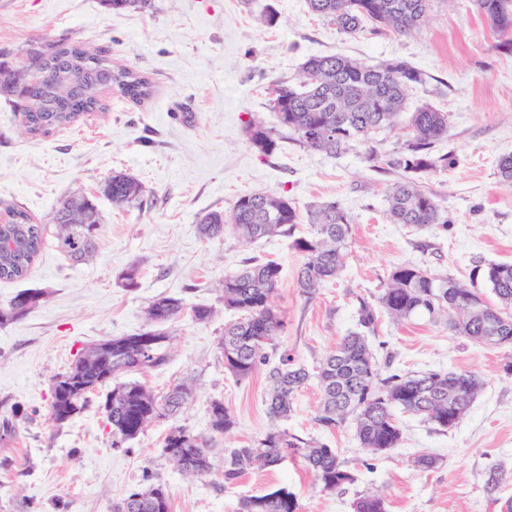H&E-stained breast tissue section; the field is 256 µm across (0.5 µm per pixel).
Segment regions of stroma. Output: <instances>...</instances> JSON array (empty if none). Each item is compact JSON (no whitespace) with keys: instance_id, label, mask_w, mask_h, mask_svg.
<instances>
[{"instance_id":"35a3bbf8","label":"stroma","mask_w":512,"mask_h":512,"mask_svg":"<svg viewBox=\"0 0 512 512\" xmlns=\"http://www.w3.org/2000/svg\"><path fill=\"white\" fill-rule=\"evenodd\" d=\"M63 39L107 50L113 61L150 78L154 93L141 104L107 96L104 111L36 136L23 131L16 105L0 98V214L19 207L45 228L30 275L0 281V307L22 289L47 292L26 317L0 325V400L29 415L21 441L0 443V455L16 457L28 471L20 480L0 471V512H16L21 500L33 512H112L147 469L168 486L172 512H237L240 498L282 486L296 495L300 512H352L364 493L380 496L387 512H501L502 501L512 498V347L473 343L425 316L399 325L380 316L369 342L376 359L391 361L401 374L466 370L480 377L483 389L457 426L443 430L399 413L402 444L374 455L361 447L353 424L330 432L316 425L314 385L297 396L282 423L335 448L354 483L321 491L293 458L228 488L223 466L189 479L162 452L172 424L208 434L215 398L238 422L218 447L242 446L268 428L263 374L236 381L218 348L232 318L219 284L245 259L281 263L274 297L284 319L279 341L310 368L355 330L360 299L376 294L396 266L415 264L473 286L487 263H512V186L496 170L498 158L512 154V52L501 49V35L474 0H429L422 26L406 36L369 26L341 33L312 15L306 0H148L122 11L103 0H0V53L15 68H28V42ZM333 53L370 65L404 58L423 73L424 83L408 90L405 110L427 103L448 115V136L438 149L458 162L419 177L446 211L448 227L390 223L386 195L399 174L371 166L364 145L331 157L285 139L266 156L247 142L248 122L277 124L274 85L295 81L308 56ZM115 171L143 185L139 203L120 207L102 195ZM257 191L286 196L302 209L338 200L352 215L346 266L313 299L294 286L301 256L290 238L199 236L200 215L230 210L238 197ZM73 192L92 196L103 216L97 249L80 264L57 250L52 222ZM133 264L139 277L130 289L121 276ZM161 294L184 297L188 311L170 326L169 364L139 380L158 394L194 384L178 421L153 423L126 452L111 446L102 397L68 423L54 424L53 377L85 346L144 327L148 303ZM194 305L213 307V318L196 322ZM423 454L437 457L434 469L415 466ZM494 466L505 480L492 496L485 482Z\"/></svg>"}]
</instances>
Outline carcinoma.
<instances>
[{"instance_id":"carcinoma-1","label":"carcinoma","mask_w":512,"mask_h":512,"mask_svg":"<svg viewBox=\"0 0 512 512\" xmlns=\"http://www.w3.org/2000/svg\"><path fill=\"white\" fill-rule=\"evenodd\" d=\"M311 13L328 20L336 29L354 34L367 22L398 35H408L423 23L428 0H307ZM480 12L498 33L508 36L502 47L512 49V0H477ZM27 58L39 74L40 93L25 96L28 72L17 70L14 82H0V97L20 106L24 132L45 135L72 125L87 112L106 109L104 94L140 103L153 93L149 78L112 62L103 49L91 51L77 42L27 44ZM424 83V74L406 60L392 59L376 66L339 54L313 55L304 60L298 85L282 83L274 90L270 106L278 127L253 121L246 126L250 145L270 156L286 138L307 149L336 156L358 142L366 146L367 159L379 161L369 146V135L395 126L403 112L406 92ZM405 150L387 161L401 171L403 179L386 195L387 217L394 224L446 226L448 216L435 196L417 182L431 171L445 170L455 158L435 155L436 143L448 134V114L425 104L408 118ZM101 192L115 205H132L143 194L141 183L131 175L115 171ZM56 247L72 262L79 263L94 249L102 218L95 201L82 193L66 197L54 212ZM311 226L305 237L293 240L301 255L295 273L296 288L313 298L323 285L342 272L352 235V217L338 201H327L300 209L288 198L269 193L239 197L229 213L212 210L199 218L198 231L208 239L231 231L255 242L273 236L290 237L297 224ZM0 237L14 247L0 251V280L26 278L44 246V227L32 222L22 208H10L0 222ZM281 265L272 259L250 258L237 272L224 276L220 301L238 318L224 324L219 349L224 369L245 381L258 371L266 372V412L271 425L253 442L224 449V487L239 482L252 468L280 465L285 455L301 459L324 492H333L354 481L350 469L334 449L313 437H302L280 428L279 422L293 410L297 394L314 377L320 391L315 423L333 430L348 421L355 425L361 447L382 454L398 447L402 429L395 411L421 416L441 429L448 418L460 423L483 382L463 370H430L401 375L389 371L391 361L380 364L374 357L367 333L375 330L378 313L401 322L424 314L443 319L449 328L488 346H512V263H490L483 281L493 296L478 288H467L456 279L404 264L391 271L375 302L360 301L358 322L362 331L345 336L320 362L311 375L288 348L278 342L284 324L273 305L281 282ZM47 291H19L6 309H0V325L19 320L38 308ZM186 308L183 298L162 295L146 308V325L139 331L109 336L96 342L99 361L88 364L77 358L63 373L69 387L51 390L49 417L64 424L91 405L90 395L120 374L143 373L168 364L172 357L171 323ZM193 396V387L179 383L161 395L139 381L118 384L106 394L103 410L112 433V447L122 448L154 422L175 419ZM28 420L18 405L0 417V441H15ZM234 412L221 399L209 405L210 435L193 433L183 425L171 428L164 438L163 454L183 475L198 478L214 467L216 438L236 427ZM294 493L283 488L245 497L239 512H299ZM113 512H171L165 484L144 472L142 482L130 489ZM353 512H385L383 500L364 494L353 504Z\"/></svg>"}]
</instances>
